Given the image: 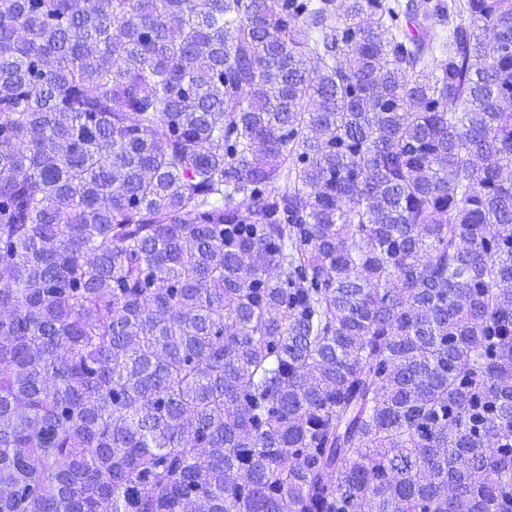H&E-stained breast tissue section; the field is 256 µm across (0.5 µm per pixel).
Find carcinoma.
<instances>
[{
  "instance_id": "1",
  "label": "carcinoma",
  "mask_w": 512,
  "mask_h": 512,
  "mask_svg": "<svg viewBox=\"0 0 512 512\" xmlns=\"http://www.w3.org/2000/svg\"><path fill=\"white\" fill-rule=\"evenodd\" d=\"M512 0H0V512H512Z\"/></svg>"
}]
</instances>
